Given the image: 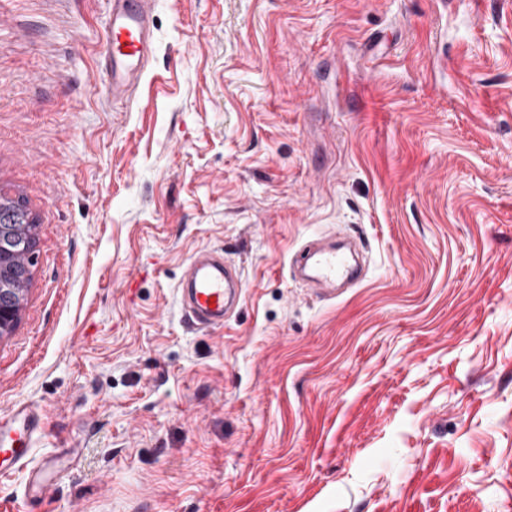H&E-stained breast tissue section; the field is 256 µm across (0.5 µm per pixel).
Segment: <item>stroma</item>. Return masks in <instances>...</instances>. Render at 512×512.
I'll return each instance as SVG.
<instances>
[{
	"label": "stroma",
	"mask_w": 512,
	"mask_h": 512,
	"mask_svg": "<svg viewBox=\"0 0 512 512\" xmlns=\"http://www.w3.org/2000/svg\"><path fill=\"white\" fill-rule=\"evenodd\" d=\"M130 100L107 0H0V195L36 222L0 512H512V0H155ZM363 279L295 277L305 242ZM220 248L244 295L194 330ZM78 448L77 462L66 459ZM240 271L224 260L222 250H200L186 263L179 284L183 315L191 327L224 326L242 298ZM44 433L43 416L26 402L15 403L0 414V477L26 467L34 444ZM57 471L58 460L54 456L44 457L39 466L30 469L31 486L42 491L45 490L50 485V481Z\"/></svg>",
	"instance_id": "obj_1"
}]
</instances>
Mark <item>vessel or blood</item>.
<instances>
[{
    "label": "vessel or blood",
    "instance_id": "vessel-or-blood-1",
    "mask_svg": "<svg viewBox=\"0 0 512 512\" xmlns=\"http://www.w3.org/2000/svg\"><path fill=\"white\" fill-rule=\"evenodd\" d=\"M109 15L101 53L103 85L113 101L128 100L139 84L153 53L154 0H108ZM296 264L312 265L314 277L324 287L337 280L353 279L355 270L332 247L314 244L302 249ZM239 270L220 250H200L186 263L179 284L183 315L190 326H223L243 295ZM45 433L42 415L30 404L19 402L0 414V477L29 467L32 487L46 489L58 470L55 457H44L39 466L29 464L36 441Z\"/></svg>",
    "mask_w": 512,
    "mask_h": 512
}]
</instances>
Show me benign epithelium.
Returning a JSON list of instances; mask_svg holds the SVG:
<instances>
[{
  "mask_svg": "<svg viewBox=\"0 0 512 512\" xmlns=\"http://www.w3.org/2000/svg\"><path fill=\"white\" fill-rule=\"evenodd\" d=\"M19 213L0 209V329L12 322L17 312V281L27 276L28 266L21 260L26 248L14 237Z\"/></svg>",
  "mask_w": 512,
  "mask_h": 512,
  "instance_id": "benign-epithelium-1",
  "label": "benign epithelium"
}]
</instances>
